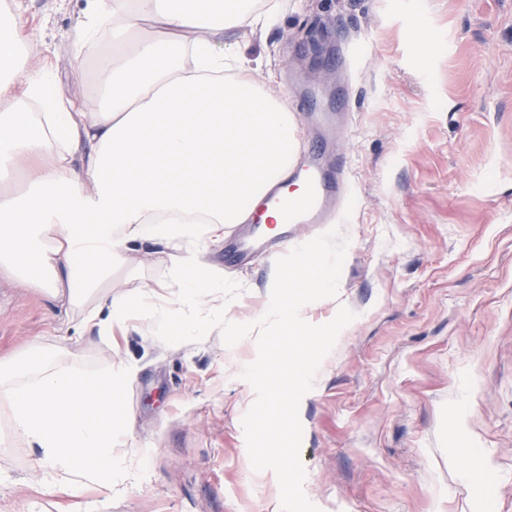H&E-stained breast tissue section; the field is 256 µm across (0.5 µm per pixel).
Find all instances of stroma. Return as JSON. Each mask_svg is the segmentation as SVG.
Masks as SVG:
<instances>
[{"instance_id":"obj_1","label":"stroma","mask_w":512,"mask_h":512,"mask_svg":"<svg viewBox=\"0 0 512 512\" xmlns=\"http://www.w3.org/2000/svg\"><path fill=\"white\" fill-rule=\"evenodd\" d=\"M275 25L224 39L261 59L264 91H288L302 61L332 100L351 87L338 150L356 205L338 295L304 306L319 325L356 312L301 400L303 490L320 512H512V0H280ZM87 0H5L38 50L19 78L41 72L86 111L110 64L106 46L80 49ZM428 44L419 46L416 32ZM366 44L350 83L329 51ZM202 261L224 278L225 315L266 313L274 257L239 268L212 243ZM173 253L137 246L112 287L179 293ZM53 304L0 269V358L52 349ZM118 349L74 322L72 363L98 372L135 363L121 397L135 428L113 453L112 502L99 512H281L274 471L251 466L242 417L256 394L240 376L258 354L249 334L226 346L219 330L169 346L133 313ZM0 409V512H27L28 448ZM38 498V497H35ZM36 512H85L82 498L43 496Z\"/></svg>"}]
</instances>
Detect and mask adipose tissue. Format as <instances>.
Wrapping results in <instances>:
<instances>
[{"label":"adipose tissue","mask_w":512,"mask_h":512,"mask_svg":"<svg viewBox=\"0 0 512 512\" xmlns=\"http://www.w3.org/2000/svg\"><path fill=\"white\" fill-rule=\"evenodd\" d=\"M277 13L276 0H88L79 38L103 15L123 20L94 112L40 77L17 93L10 66L23 40L15 23L0 22V268L55 302L59 332L78 319L112 346L136 309L156 336H193L211 319L207 297L224 281L200 250L245 222L248 200L286 180L297 160L287 97L262 91L248 77L252 60L216 38L265 30ZM146 22L153 34L138 38ZM20 175L27 188L16 192ZM144 241L174 251L180 294L113 292V270ZM68 357L34 348L0 360V406L44 493L108 495L112 450L134 417L103 395L125 389L137 368L90 373Z\"/></svg>","instance_id":"1"}]
</instances>
